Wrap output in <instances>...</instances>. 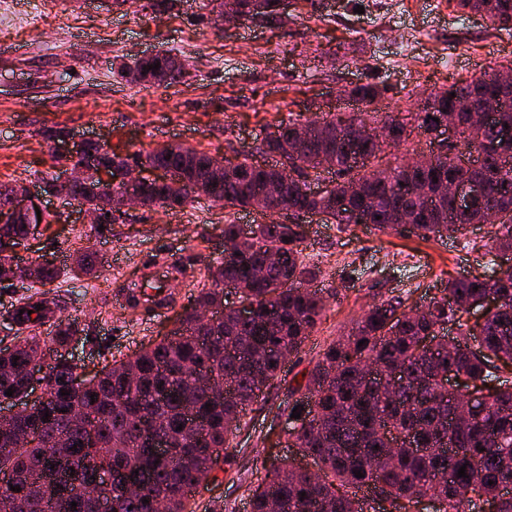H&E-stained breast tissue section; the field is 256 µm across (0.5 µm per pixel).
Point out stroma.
<instances>
[{"mask_svg":"<svg viewBox=\"0 0 512 512\" xmlns=\"http://www.w3.org/2000/svg\"><path fill=\"white\" fill-rule=\"evenodd\" d=\"M15 24L0 27V183L35 184L52 171L58 146L102 140L122 158L170 142L232 157L252 152L267 123L348 112L346 93L367 82L383 93L384 112H412L415 102L459 78L480 75L512 59V31L485 17L459 19L448 0H286L277 22L224 24L208 0H176L173 9L149 0H7ZM168 51L186 60L181 82L159 88L131 83L120 63ZM450 67H441L444 58ZM62 214L43 227L27 260L71 268L92 247L100 257L94 277H61L47 287L64 316L85 332L72 350L87 370L138 352L172 328L209 281L203 266L169 280L173 302L151 320L142 308L113 304L115 288L146 274V259L168 272L175 258L222 256L225 222L261 223L250 209H224L202 199L178 212L132 210L129 220L99 231L65 201L44 196ZM490 227L478 224L454 239L385 235L368 224L313 222L302 245L316 265L326 313L304 348L291 355L277 382L247 411L231 437L229 459L191 501L195 512H249V490L294 449L276 446L281 414L293 387L332 340L347 335L375 299L390 294L421 305L449 279L480 271ZM425 265L413 280L401 269L413 257Z\"/></svg>","mask_w":512,"mask_h":512,"instance_id":"35a3bbf8","label":"stroma"}]
</instances>
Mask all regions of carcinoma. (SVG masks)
<instances>
[{
    "label": "carcinoma",
    "mask_w": 512,
    "mask_h": 512,
    "mask_svg": "<svg viewBox=\"0 0 512 512\" xmlns=\"http://www.w3.org/2000/svg\"><path fill=\"white\" fill-rule=\"evenodd\" d=\"M210 4L219 17L227 9L246 21L280 17V0ZM448 5L463 14H480L501 29L512 27V0H448ZM157 62L160 68H150ZM132 66L144 70L152 86L170 85L186 73L184 67L168 70L164 55L136 59L122 70ZM379 95L372 83L351 90L353 98L369 105ZM492 102L500 105L498 120L473 125L469 109ZM448 121L469 143L490 148L478 165L460 168L454 146L426 169L411 166L406 153L399 157L385 151L406 146L415 132L428 136ZM500 123L512 124V81L501 83L485 72L431 93L405 121L392 112L340 117L328 112L303 121L281 120L257 147L275 163L263 167L239 153L216 190L209 154L191 147L176 153L165 146L147 152L141 166L163 169L168 178L145 184L144 205L166 211H180L202 196L226 208H251L264 185L285 176L282 168H295L297 177L288 179L283 191L288 222L255 225L249 245L239 243V225L229 222L222 233L231 251L216 263L199 259L211 287L201 289L196 300L222 307L219 283H233L243 288L241 300L251 306V317L241 321L227 310L211 323L187 308L179 315L181 335L165 336L132 357L104 364L96 381L76 396L64 394L63 379L72 366H60L48 402L23 418L39 441L18 454L0 441V501L15 497L13 486L23 492L17 512H93L90 502L103 494L117 502L120 512H192L187 490L222 469L224 459L216 449L229 448V437L240 430L262 387L278 379L280 354L301 351L321 322L324 298L309 289L319 269L302 255L306 234L300 215L317 212L323 223L340 226L366 218L382 233L404 230L402 216L413 226L412 233L429 240L461 235L470 225L483 223L487 210L497 208L507 220L491 235L483 273L448 281L441 296L430 298L418 312H406L401 295L381 298L363 312L348 336L326 345L298 385L302 399L294 406L301 415L291 419L286 433L287 447L313 459L319 476L284 459L251 489L249 505L251 512H271L273 500L281 512H358L355 495L364 489L382 495L393 512H402L416 497L441 502L442 512H476L475 499L481 497L497 501V512H512L507 491L512 487V268L497 262V254L512 251V142L498 140ZM302 124L312 128L314 140L296 155L292 139ZM355 124H374L385 136L364 145L350 135ZM323 154L336 158V183L316 193L310 177L317 175ZM469 173L482 178L488 192L460 213L438 188ZM96 188L92 179L71 193L120 211L118 196ZM26 235L21 224H0V279L8 275L6 263ZM270 251L279 260L258 278L254 270ZM98 264L95 251L79 252L81 273L93 274ZM61 274L55 266L37 263L31 287L50 284ZM489 295L498 296V306L482 323L471 322L469 310L482 307ZM53 306L55 301L37 291L22 305L0 307V315L16 326L11 343L0 339V400L9 388L12 396L22 395L27 368L82 333L76 320L60 319L50 335L40 336L37 329ZM449 327L454 330L451 339L446 336ZM366 363L381 371L400 370V388L392 391L368 377ZM449 370L463 374L471 390L492 388L489 399L454 416L460 392L444 385L442 374ZM204 377L230 383L231 392H208L200 384ZM187 410L195 411L199 431L179 428ZM147 425L164 435L173 454L137 443ZM58 441L70 452L69 464L53 469L38 455ZM130 459L143 479L138 495H126L122 477L109 489L90 481L82 491L63 479L70 466L90 472L110 467L118 474ZM462 466L464 477L458 476ZM356 470L362 477L355 476Z\"/></svg>",
    "instance_id": "cac0c4a2"
}]
</instances>
